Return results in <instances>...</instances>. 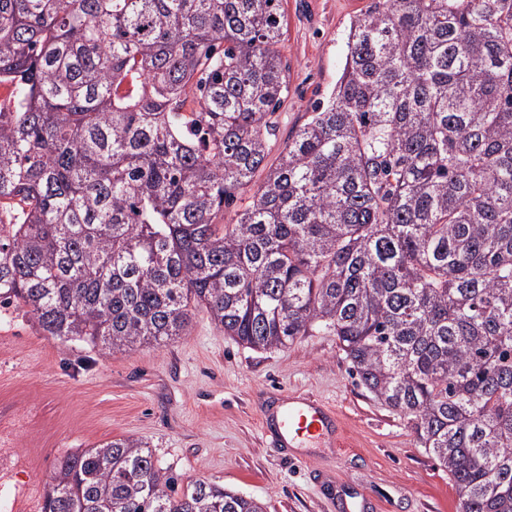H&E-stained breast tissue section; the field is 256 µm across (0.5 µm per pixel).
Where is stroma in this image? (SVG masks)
<instances>
[{
	"mask_svg": "<svg viewBox=\"0 0 512 512\" xmlns=\"http://www.w3.org/2000/svg\"><path fill=\"white\" fill-rule=\"evenodd\" d=\"M369 0H283L281 53L289 90L278 142L334 86L350 19ZM305 393L337 411L344 448H283L261 426L281 394ZM0 420L20 421L13 477L40 512L61 458L130 437L179 482L201 479L266 503L268 512H341L369 498L377 512H458L448 473L406 420L360 385L336 336L313 331L281 349L255 351L196 310L187 336L101 351L45 336L28 307L0 306Z\"/></svg>",
	"mask_w": 512,
	"mask_h": 512,
	"instance_id": "1",
	"label": "stroma"
}]
</instances>
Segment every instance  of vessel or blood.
<instances>
[{
    "instance_id": "b4317fda",
    "label": "vessel or blood",
    "mask_w": 512,
    "mask_h": 512,
    "mask_svg": "<svg viewBox=\"0 0 512 512\" xmlns=\"http://www.w3.org/2000/svg\"><path fill=\"white\" fill-rule=\"evenodd\" d=\"M277 435L286 444L313 446L331 436L337 418L334 408L305 394L289 398L275 414Z\"/></svg>"
}]
</instances>
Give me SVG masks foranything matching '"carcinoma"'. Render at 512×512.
<instances>
[{"mask_svg":"<svg viewBox=\"0 0 512 512\" xmlns=\"http://www.w3.org/2000/svg\"><path fill=\"white\" fill-rule=\"evenodd\" d=\"M283 28L282 0H0V303L109 351L197 308L257 351L326 331L459 512H512V0H370L256 184ZM43 512L267 506L127 437L59 461Z\"/></svg>","mask_w":512,"mask_h":512,"instance_id":"obj_1","label":"carcinoma"}]
</instances>
